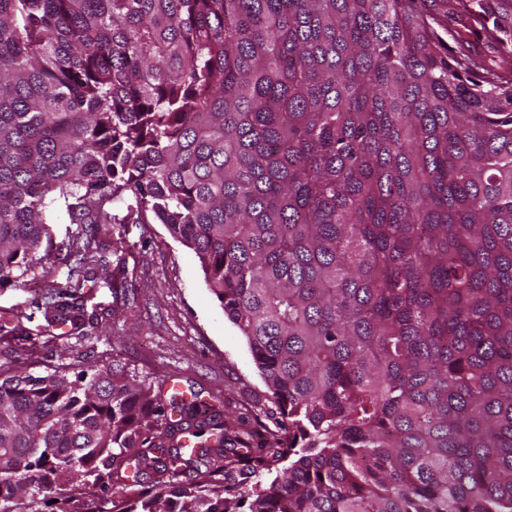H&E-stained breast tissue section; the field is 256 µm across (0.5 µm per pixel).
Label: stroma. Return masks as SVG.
Here are the masks:
<instances>
[{
  "label": "stroma",
  "mask_w": 512,
  "mask_h": 512,
  "mask_svg": "<svg viewBox=\"0 0 512 512\" xmlns=\"http://www.w3.org/2000/svg\"><path fill=\"white\" fill-rule=\"evenodd\" d=\"M132 196L114 199L115 223L96 237L108 260H120L135 293L113 299L104 283L84 290V307L95 318L83 338L49 324L42 307L52 286L66 283L69 267L57 257L36 259L23 288H0V365L36 375L69 366L73 371L119 363L130 376L166 390L177 383L185 399L200 397L222 413L238 415L272 394L248 343L210 291L195 253L174 239L151 213L140 223L124 218Z\"/></svg>",
  "instance_id": "1"
}]
</instances>
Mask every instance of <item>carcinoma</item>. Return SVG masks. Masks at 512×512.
Wrapping results in <instances>:
<instances>
[{
	"label": "carcinoma",
	"mask_w": 512,
	"mask_h": 512,
	"mask_svg": "<svg viewBox=\"0 0 512 512\" xmlns=\"http://www.w3.org/2000/svg\"><path fill=\"white\" fill-rule=\"evenodd\" d=\"M435 22L424 0H0V287L129 193L279 415L174 393L168 420L118 367L0 366V512H512V0ZM64 259L45 316L78 336L77 294L123 270ZM284 459L252 500L224 485Z\"/></svg>",
	"instance_id": "1"
}]
</instances>
